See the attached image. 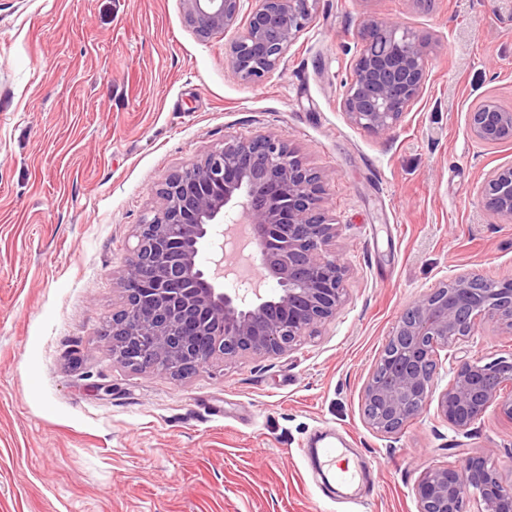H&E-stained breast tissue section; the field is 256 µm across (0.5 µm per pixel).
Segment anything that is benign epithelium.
<instances>
[{
    "label": "benign epithelium",
    "mask_w": 512,
    "mask_h": 512,
    "mask_svg": "<svg viewBox=\"0 0 512 512\" xmlns=\"http://www.w3.org/2000/svg\"><path fill=\"white\" fill-rule=\"evenodd\" d=\"M245 27L237 25L243 0H182L186 20L202 38L230 37L226 60L237 77L256 82L276 70L307 28L317 0H251ZM386 34L389 47L376 54L358 34L359 50L341 106L350 122L371 133L395 128L419 99L427 77L428 47L414 34L378 20L363 25ZM387 72L404 78L400 97L383 82ZM470 131L486 144L512 142V112L481 102ZM495 213L512 219V166L492 170ZM326 186L280 137L257 131L229 135L198 163L170 173L156 191L153 216L134 225L135 245L117 277L122 306L112 314V358L140 372L177 378L216 359L282 355L332 320L347 301L349 268L336 258L339 225L323 208ZM245 224L259 253L264 277L279 291L269 296L253 280L244 292H227L198 263L214 245L224 218ZM480 279L446 280L416 297L385 340L378 365L362 391L367 427L385 437L402 433L432 401L437 415L467 435L494 405L512 421V361L490 362L463 348L481 323L512 330V279L476 290ZM456 348L450 361L440 351ZM451 378L439 388L441 370ZM417 512H512V483L489 459L467 452L457 466L425 469L414 486Z\"/></svg>",
    "instance_id": "obj_1"
}]
</instances>
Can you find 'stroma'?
I'll use <instances>...</instances> for the list:
<instances>
[{
  "label": "stroma",
  "mask_w": 512,
  "mask_h": 512,
  "mask_svg": "<svg viewBox=\"0 0 512 512\" xmlns=\"http://www.w3.org/2000/svg\"><path fill=\"white\" fill-rule=\"evenodd\" d=\"M425 37L428 76L391 131L340 102L357 34ZM512 111V0H318L264 80L234 76L181 0H0V512H417L427 467L462 448L512 482V422L469 437L435 409L375 435L361 395L403 309L443 280L512 278V221L482 185L512 166L470 114ZM269 131L329 179L348 300L294 351L174 378L112 358L116 277L155 191L225 136ZM351 454L323 491L314 435Z\"/></svg>",
  "instance_id": "1"
}]
</instances>
